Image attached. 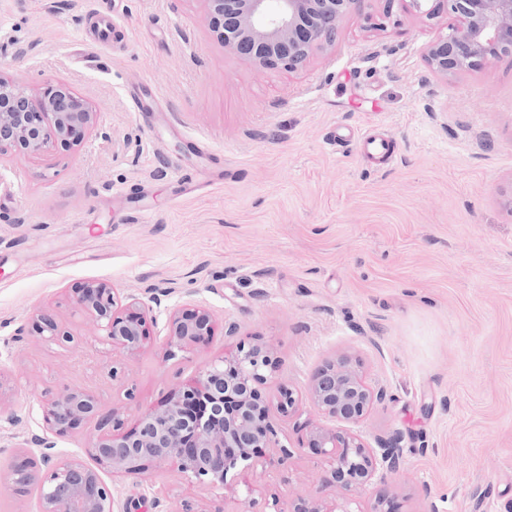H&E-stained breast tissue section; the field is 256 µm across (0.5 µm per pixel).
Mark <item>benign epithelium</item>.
<instances>
[{"label":"benign epithelium","instance_id":"1","mask_svg":"<svg viewBox=\"0 0 512 512\" xmlns=\"http://www.w3.org/2000/svg\"><path fill=\"white\" fill-rule=\"evenodd\" d=\"M428 18L441 13L460 25L428 48L427 63L446 77L502 55H512V0H385L386 13L394 2ZM208 25L224 50L259 69L296 72L318 49L331 47L356 0H205ZM97 112L66 83L46 79L32 86L0 70V156L37 157L51 151H77L91 136ZM75 304L93 318L100 338L122 353H138L150 335L156 293L144 299L121 297L112 285L94 281L76 289ZM41 335L60 344L74 336L49 313L38 316ZM217 318L205 306L185 313L169 312L165 353L170 359L193 349L214 334ZM273 365L270 352L258 344H241L183 381L163 406L141 412L135 425L123 429L116 412L100 414L96 395L74 389L48 396L40 408L46 436H34L39 454L14 465L8 486L21 495L36 489L40 512H113L112 485L104 475L130 477L151 466H171L184 477L212 489H224L228 474L255 472L260 449L270 447L271 403L259 386ZM387 391L368 382L346 357L330 361L312 374L302 393L280 392L276 408L283 413L307 400L325 418L359 423ZM98 418V434L90 448L95 465L54 452L50 435L64 436L77 422ZM401 435L377 438L378 449L366 446L350 431L315 425L309 446L328 462L321 492L297 497L271 512H393L384 493L367 507L361 491L377 477L394 474L401 465Z\"/></svg>","mask_w":512,"mask_h":512}]
</instances>
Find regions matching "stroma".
Here are the masks:
<instances>
[{"label": "stroma", "instance_id": "stroma-1", "mask_svg": "<svg viewBox=\"0 0 512 512\" xmlns=\"http://www.w3.org/2000/svg\"><path fill=\"white\" fill-rule=\"evenodd\" d=\"M384 6L357 0L335 44L290 73L225 52L204 0H0V70L63 81L97 112L81 150L0 158V401L19 416L0 429V480L44 435V394L92 390L130 425L234 349L219 332L166 357L170 311L201 304L271 348L266 396L342 355L386 388L357 431L369 445L400 432L402 464L374 485L400 512L512 505V56L442 77L426 51L457 19L395 0L369 27ZM102 15L115 35L97 45ZM347 129L391 158L333 147ZM98 280L170 287L137 355L99 343L74 304ZM41 310L73 343L37 334ZM322 421L308 402L273 415L258 502L320 488L328 463L307 434ZM111 483L114 512H244L167 466Z\"/></svg>", "mask_w": 512, "mask_h": 512}]
</instances>
